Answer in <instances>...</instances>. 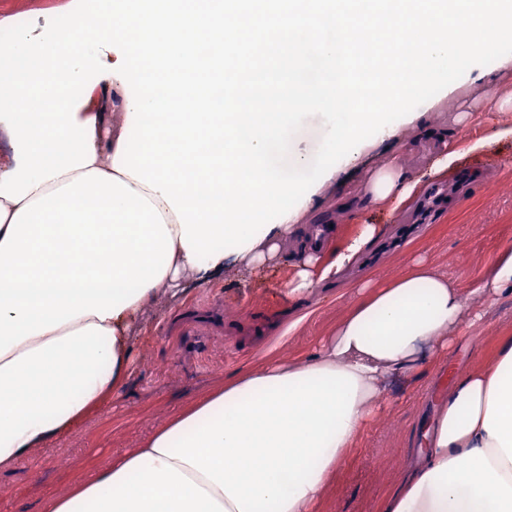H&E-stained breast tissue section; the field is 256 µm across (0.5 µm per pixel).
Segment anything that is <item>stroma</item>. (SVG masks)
<instances>
[{
  "label": "stroma",
  "mask_w": 512,
  "mask_h": 512,
  "mask_svg": "<svg viewBox=\"0 0 512 512\" xmlns=\"http://www.w3.org/2000/svg\"><path fill=\"white\" fill-rule=\"evenodd\" d=\"M67 2L0 0V28L28 22L41 29L50 20L49 9ZM486 105L475 85H462L426 108L427 127L446 129L447 142L427 137L426 127L413 124L398 137L367 147L355 165L321 188L282 244L285 262L265 275L247 276L231 258L208 284L174 298L158 296L130 333L133 368L111 404L82 428L1 471L0 512H42L47 498L91 477L117 452L137 447L172 412L224 378L271 357L300 360L311 354L365 282L396 278L421 259L462 293L480 287L500 249L512 245V112L492 124ZM445 150L457 155L448 173L427 176L428 157ZM396 153L427 190L470 175L463 201L433 211L422 210L417 199L400 208L367 202L360 194L367 171ZM367 224L375 235L360 262L311 294L289 296L297 272L292 259L312 229H324L323 258L330 261ZM460 330L435 371L416 383L396 381L383 393L379 415L351 449L320 512H381L385 496L416 462L415 435L435 414L451 377L484 365L496 338L512 335V296L487 308L478 326L464 323Z\"/></svg>",
  "instance_id": "1"
}]
</instances>
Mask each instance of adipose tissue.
Wrapping results in <instances>:
<instances>
[{
	"instance_id": "1",
	"label": "adipose tissue",
	"mask_w": 512,
	"mask_h": 512,
	"mask_svg": "<svg viewBox=\"0 0 512 512\" xmlns=\"http://www.w3.org/2000/svg\"><path fill=\"white\" fill-rule=\"evenodd\" d=\"M78 123L94 127L92 165L0 196V471L62 439L104 408L130 369L129 332L162 293L208 283L183 247L159 193L117 171L128 100L119 80ZM418 182L391 156L364 185L369 202L409 199ZM298 216L269 229L239 258L253 272L280 261ZM299 264L294 294L338 273L373 239ZM512 286V246L464 297L425 264L364 288L308 360L270 361L180 408L138 448L48 498L43 512H319L350 448L379 412L388 379L420 380L428 356L447 355L469 300L494 304ZM383 512H512V336L492 364L455 378L420 432L417 463Z\"/></svg>"
}]
</instances>
